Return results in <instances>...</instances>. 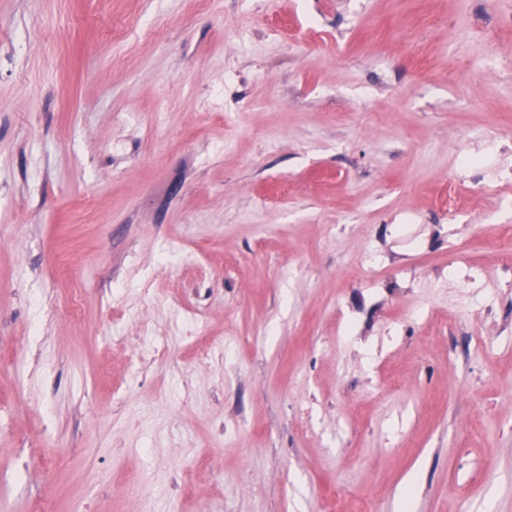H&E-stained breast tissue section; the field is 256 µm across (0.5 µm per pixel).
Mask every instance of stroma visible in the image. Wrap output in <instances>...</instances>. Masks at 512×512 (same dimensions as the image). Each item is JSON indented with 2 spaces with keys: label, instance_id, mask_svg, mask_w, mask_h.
I'll return each mask as SVG.
<instances>
[{
  "label": "stroma",
  "instance_id": "35a3bbf8",
  "mask_svg": "<svg viewBox=\"0 0 512 512\" xmlns=\"http://www.w3.org/2000/svg\"><path fill=\"white\" fill-rule=\"evenodd\" d=\"M492 139L512 0H0V512H512ZM462 172L469 177V181H472L474 185L480 186L485 183L492 182L508 183L512 181V169L507 168H496L490 169L488 164L480 165L479 163H470L467 161L462 162Z\"/></svg>",
  "mask_w": 512,
  "mask_h": 512
}]
</instances>
